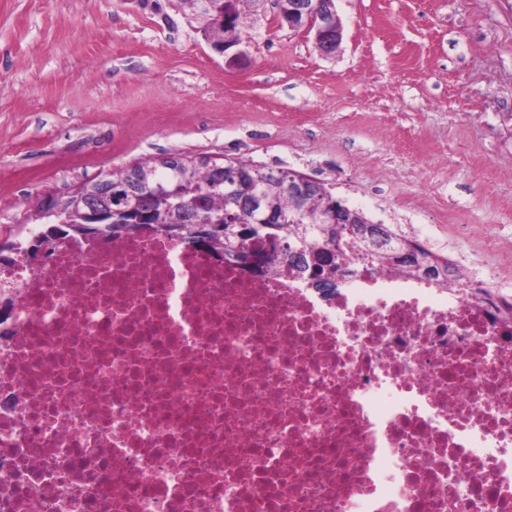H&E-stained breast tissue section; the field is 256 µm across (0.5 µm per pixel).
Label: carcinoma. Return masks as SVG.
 <instances>
[{"instance_id":"cac0c4a2","label":"carcinoma","mask_w":512,"mask_h":512,"mask_svg":"<svg viewBox=\"0 0 512 512\" xmlns=\"http://www.w3.org/2000/svg\"><path fill=\"white\" fill-rule=\"evenodd\" d=\"M205 10L200 0H179L196 23L195 29L216 51L224 45V29L216 26V14L224 9V0H211ZM232 171L238 178L236 193L224 195V173ZM112 183V202L101 201L97 211L112 212L124 224H146L165 234L170 226L183 225L181 240L193 241L192 215L200 214L212 222L224 225L223 237L217 239L211 250L227 254L237 245L252 249L264 245L271 237L285 241L283 253L270 260L269 266L286 265L318 280L323 267L312 268L293 261L301 255L309 257L335 238L330 224H313L315 215L296 213L288 194V173L266 168L254 162L228 160L219 163L210 157L172 156L170 160L146 161L128 168L103 174ZM265 181V204L259 211H248L241 199L251 194L256 179ZM60 211L47 212L42 205L27 217V221L44 226V241L52 242L59 235L60 223L85 224L90 212L87 195L77 190L58 198Z\"/></svg>"}]
</instances>
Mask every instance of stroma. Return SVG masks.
Wrapping results in <instances>:
<instances>
[{
  "label": "stroma",
  "instance_id": "obj_1",
  "mask_svg": "<svg viewBox=\"0 0 512 512\" xmlns=\"http://www.w3.org/2000/svg\"><path fill=\"white\" fill-rule=\"evenodd\" d=\"M331 57L249 0L227 65L170 0H0V244L50 196L174 155L324 183L512 291V0H336Z\"/></svg>",
  "mask_w": 512,
  "mask_h": 512
}]
</instances>
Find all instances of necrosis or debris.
I'll use <instances>...</instances> for the list:
<instances>
[{"instance_id":"4bbe7bcc","label":"necrosis or debris","mask_w":512,"mask_h":512,"mask_svg":"<svg viewBox=\"0 0 512 512\" xmlns=\"http://www.w3.org/2000/svg\"><path fill=\"white\" fill-rule=\"evenodd\" d=\"M163 232L0 265V512H512V312Z\"/></svg>"}]
</instances>
